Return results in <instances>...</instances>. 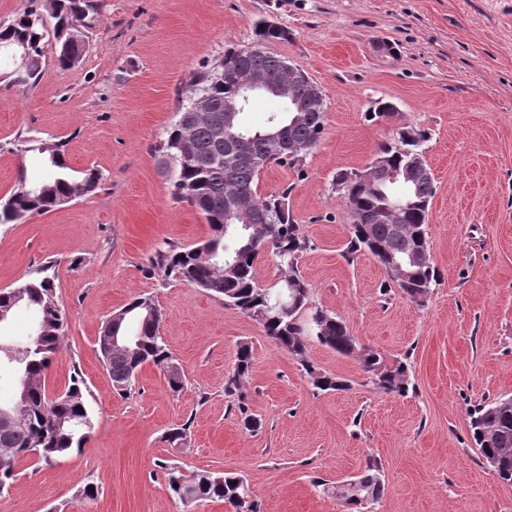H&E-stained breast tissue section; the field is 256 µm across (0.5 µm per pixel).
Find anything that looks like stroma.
Segmentation results:
<instances>
[{"label":"stroma","mask_w":512,"mask_h":512,"mask_svg":"<svg viewBox=\"0 0 512 512\" xmlns=\"http://www.w3.org/2000/svg\"><path fill=\"white\" fill-rule=\"evenodd\" d=\"M79 66L47 61L32 87L0 82V199L45 170L23 151L29 132L65 144L76 170L96 168L90 196L0 224V289L55 262L66 329L47 372L49 391L80 373L92 418L89 443L48 465L21 459L0 512H233L221 501L186 507L162 464L244 477L262 512H348L322 490L378 461L386 493L375 512H512V484L482 459L469 424L479 404L512 396V0H101ZM267 19L286 29L272 52L302 68L327 106L323 138L304 173L271 165L257 192L288 194L312 243L298 267L309 311L339 317L385 362L404 360L406 395L372 385L358 356L309 340L297 359L222 298L164 280L150 259L164 244L193 246L210 228L172 200L153 152L178 98L202 64L253 40ZM392 119L369 120L376 101ZM402 127L423 131L435 180L428 248L438 282L417 306L370 254L348 256L350 221L333 187L362 170ZM139 297L163 314L160 331L187 379L173 395L157 367L117 394L97 338L113 312ZM253 367L247 431L224 382L238 348ZM343 378L324 393L303 362ZM189 423L179 450L166 431ZM94 485L95 497L83 493Z\"/></svg>","instance_id":"35a3bbf8"}]
</instances>
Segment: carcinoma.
I'll return each instance as SVG.
<instances>
[{
	"label": "carcinoma",
	"mask_w": 512,
	"mask_h": 512,
	"mask_svg": "<svg viewBox=\"0 0 512 512\" xmlns=\"http://www.w3.org/2000/svg\"><path fill=\"white\" fill-rule=\"evenodd\" d=\"M98 0H49L42 9L40 0H23L22 8L10 20H0V44L25 43L31 51V62L24 79L11 71H0V82L26 88L39 79L48 57H53L64 70L77 66L86 52V41H74L69 30L75 25L91 27L98 14ZM253 41L242 47L224 50V57L196 71L178 101L175 119L165 136L155 146L160 156L178 153L185 130L192 135L193 156L182 161L169 173L171 196L187 202L203 216L211 229L210 236L192 248L170 245L150 259L153 268L167 279L194 285L224 299V306L258 320L266 335L297 358L305 355L308 337L313 335L321 344L341 355L360 356L363 370L371 374L378 389L403 396L409 391L407 363L384 362L380 355L358 345L346 324L324 311L313 315L315 328L307 332L299 319L306 309L309 284L298 269L299 257L310 250V240L297 224L288 207V190L261 196L256 182L269 165L289 166L302 171L307 156L318 146L325 133L326 108L316 110L297 90L296 99L272 90L266 94L282 100L284 110L273 113L267 125L254 129L243 124L237 113L231 133L249 141V150L233 167L224 166V153L229 148L226 139L214 132L210 116L224 111V102L236 100L248 108L257 90L242 87L235 80L238 74L259 73L276 84L288 78L284 57L269 51L268 45L288 37V32L276 23L260 19L253 24ZM302 107L304 116L294 120L295 109ZM276 133L288 145L291 156L271 146L267 134ZM24 142L30 150L44 155L49 170L30 189L25 173L19 174L17 185L6 198L0 199V224L23 221L31 214H44L67 203L75 188L80 196L93 194L103 179L102 173L88 168L80 174L71 173L65 158L63 143H46L28 137ZM424 135L413 129H402L389 143L379 147L376 158H382L392 168L401 171L398 185L364 184L351 178L348 172L336 175L338 192L346 203L351 222L348 252H367L390 270L392 260H402L414 250L426 246L428 208L435 193L431 170L423 165H410L402 149L422 150ZM245 197L254 201L251 213L237 218L227 217L229 199ZM399 206L398 213L388 224H373V211L383 205ZM234 247L228 249L224 240ZM270 253L284 270L277 288L260 287L255 260L262 252ZM409 279L400 282L389 278L385 287L400 289L412 302L422 307L424 299L437 284L434 267L410 266ZM153 303L141 297L121 308L123 316L109 320V328L117 335L135 325L132 336L137 341L135 354L112 347L100 350L112 388L123 395L130 392L146 365L164 370L172 361L160 333L162 313L154 308L147 316L146 305ZM20 307L38 315L41 331L24 343L0 338V367L12 366L29 380L25 421L21 425H0V494L9 490L15 477L17 461L34 452L45 463L80 453L91 436V430L70 426L86 409L84 381L74 373L61 395L54 397L46 389L47 369L58 351L64 334L65 313L56 300L54 280L50 276L27 280L12 288L0 290V311L10 315ZM304 370L314 389L322 392L339 391L347 387L344 379L316 369L303 362ZM252 368L251 351L243 345L238 352L234 372L225 379L224 393L238 397L244 428L253 431L259 420L245 407L242 380ZM470 428L476 446L499 478L512 484V397L496 398L470 413ZM171 491L185 506L204 500H219L239 509V497L251 498V512H261L246 481L236 475L214 474L207 471L186 476L177 468L162 465ZM385 493L380 465L368 461L358 478L336 488V497L346 505L366 510L378 503Z\"/></svg>",
	"instance_id": "cac0c4a2"
}]
</instances>
